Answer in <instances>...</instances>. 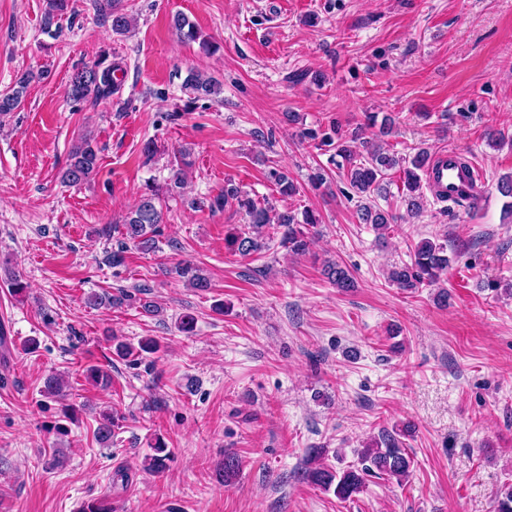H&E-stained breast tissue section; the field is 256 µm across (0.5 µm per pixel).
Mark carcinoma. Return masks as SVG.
<instances>
[{
	"label": "carcinoma",
	"instance_id": "obj_1",
	"mask_svg": "<svg viewBox=\"0 0 512 512\" xmlns=\"http://www.w3.org/2000/svg\"><path fill=\"white\" fill-rule=\"evenodd\" d=\"M109 18L112 31L117 34L125 33L130 27V20L120 8V0H109ZM71 8V0H47V9L44 24L51 26L55 17L61 16ZM173 25L179 36L188 41L197 39V32L189 20L183 16H176ZM121 68L117 64L106 67L97 62L92 66H85L73 74L69 84L68 98L75 104H84L88 101L96 102L107 98L120 86L117 72ZM33 78L32 73L22 75L16 82L12 92L0 95V114L14 111L21 104L24 94ZM185 85L195 93L202 96H217L221 93L219 83L199 72H191L185 80ZM351 141L337 139L336 155L341 157L346 165V178L355 193L369 197L383 191V181L386 172L396 168L400 159L374 146L367 141L361 142L366 149L368 160L359 162L356 159L357 150ZM429 160L426 150H419L409 160V166L403 169V186L406 190L404 201L408 212L417 215L424 207L425 196L422 191L424 168ZM98 164V149L91 140L83 139L76 144L69 154V162L63 173V182L80 184L90 180ZM172 190L150 186L148 191L141 195L136 205L125 219L123 224V242L121 249L112 252V264L119 265L123 261L121 250L127 248V243L142 251L150 252L157 248V236L160 235L161 225L166 223L162 205V196ZM233 199L240 209L244 210L248 222L247 230L237 235L232 244L243 256L258 253L267 248V228L273 224L282 228L280 244L294 254L306 252L309 246V234L319 224L316 216L306 211L303 220H298L290 212L277 213L272 207L260 204L255 199L241 193L236 187H227L208 203L211 210L222 209L224 204ZM359 219L364 224H372L377 230L388 228L392 216L380 207L371 203L359 205ZM450 259L447 246L435 240L426 238L421 240L413 250L411 261L401 266L393 267L389 272V281L399 288L412 289L421 285L434 286L441 277L448 272ZM175 273L185 279L189 285L200 291L209 288V280L199 267L190 262L175 267ZM328 278L339 289L347 291L354 287L349 274L340 267L330 266L327 270ZM132 300V296L122 292L118 295L93 294L88 302L93 306H119ZM157 349V342L146 338L134 347L119 342L116 345L117 354L125 359L139 360L143 354H151ZM408 433L406 429H387L381 431L378 438L371 441L359 457V466L338 472L320 462V452L312 449L304 469L305 478L315 486L333 491L336 498L347 501L359 494L364 486L366 477L371 474H382L394 478L397 482L405 480L413 466V458L404 447L402 438ZM169 451L162 442L155 443L153 454L145 458L144 468L152 473H160L167 467Z\"/></svg>",
	"mask_w": 512,
	"mask_h": 512
}]
</instances>
